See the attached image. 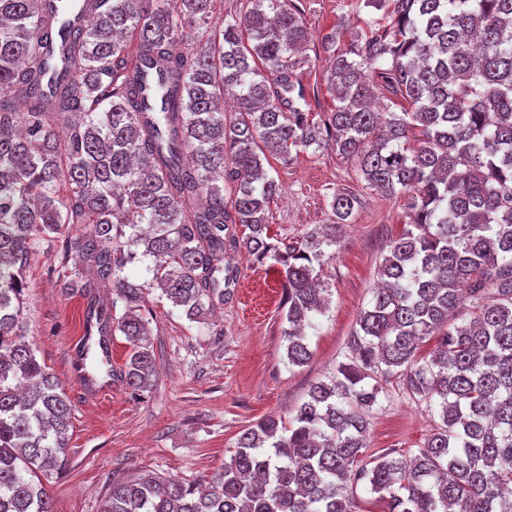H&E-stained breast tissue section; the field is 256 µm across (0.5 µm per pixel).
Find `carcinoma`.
Returning a JSON list of instances; mask_svg holds the SVG:
<instances>
[{
  "instance_id": "carcinoma-1",
  "label": "carcinoma",
  "mask_w": 512,
  "mask_h": 512,
  "mask_svg": "<svg viewBox=\"0 0 512 512\" xmlns=\"http://www.w3.org/2000/svg\"><path fill=\"white\" fill-rule=\"evenodd\" d=\"M212 3L76 0L50 18L39 0H0V512H53L43 477L67 465L70 400L24 340L40 243L87 225L62 243L58 277L89 288L92 262L123 303L119 317L89 311L86 335L97 328L103 364L106 338H127L135 390L156 369L148 289L204 322L233 278L219 266L229 247L280 266L282 336L301 366L326 307L318 268L356 198L336 196V223L282 248L266 232L280 187L263 162L313 145L407 211L350 355L291 421L246 429L210 489L144 471L112 484L101 512H355L359 487L387 512H512V0H363L379 16L334 57L321 125L295 105L300 13L253 0L241 25L214 19ZM83 5L86 22L68 21ZM381 88L400 111H374ZM140 257L154 261L144 282L128 273ZM392 378L439 408L409 461L366 453L367 416Z\"/></svg>"
}]
</instances>
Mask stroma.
Instances as JSON below:
<instances>
[{
    "label": "stroma",
    "mask_w": 512,
    "mask_h": 512,
    "mask_svg": "<svg viewBox=\"0 0 512 512\" xmlns=\"http://www.w3.org/2000/svg\"><path fill=\"white\" fill-rule=\"evenodd\" d=\"M288 3L300 12L309 33L296 73L306 99L302 109L317 122L333 107L325 36L335 34L334 49H348L354 32L371 23L374 14L360 0ZM266 170L281 189L268 213V234L278 244L335 223V196L357 198L335 258L320 270L328 304L308 338L311 356L304 365H289L286 358L278 275L243 251L229 249L224 262L235 269L236 279L205 323L187 320L158 293L147 296L142 314L149 322L157 366L152 387L136 391L120 379L132 347L116 332L114 374L99 375V383L109 389L98 393L71 373L69 363L83 348L89 307L111 308L112 291L61 287L55 273L58 246H42L32 255L26 341L72 405L67 469L46 483L54 512H100L113 480L134 478L145 469L208 483L234 454L242 432L268 416L290 421L309 387L348 355L349 338L372 297L386 245L407 222L403 200L366 189L354 162L329 149L312 147L287 163L273 159ZM437 419L435 407L410 399L398 383H387L369 417L367 451L409 458Z\"/></svg>",
    "instance_id": "obj_1"
}]
</instances>
